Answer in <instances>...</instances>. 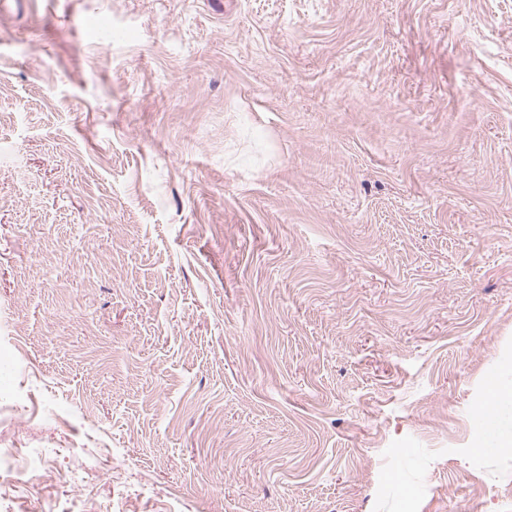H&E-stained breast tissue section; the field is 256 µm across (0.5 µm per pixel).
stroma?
<instances>
[{"label":"stroma","instance_id":"1","mask_svg":"<svg viewBox=\"0 0 512 512\" xmlns=\"http://www.w3.org/2000/svg\"><path fill=\"white\" fill-rule=\"evenodd\" d=\"M0 512H512V0H9ZM512 397L511 385L493 384L487 391L479 413H484L497 429V445L500 448H509L512 446V427H502L500 421V410L505 403H508ZM18 462L15 455L4 457L0 454V476L3 479V485L0 486L1 495H6L7 489L20 483L25 468H20Z\"/></svg>","mask_w":512,"mask_h":512}]
</instances>
